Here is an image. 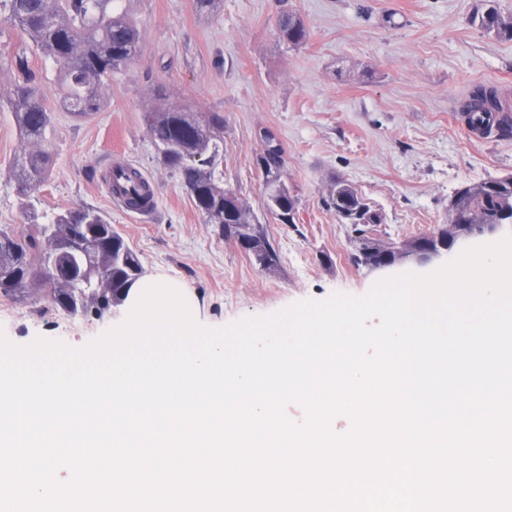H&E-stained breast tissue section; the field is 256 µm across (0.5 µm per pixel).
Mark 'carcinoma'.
<instances>
[{"instance_id": "1", "label": "carcinoma", "mask_w": 512, "mask_h": 512, "mask_svg": "<svg viewBox=\"0 0 512 512\" xmlns=\"http://www.w3.org/2000/svg\"><path fill=\"white\" fill-rule=\"evenodd\" d=\"M0 19L22 37L13 59L17 81L0 106L12 113L24 143L10 167V178L22 204L30 233L18 235L0 228V295L36 300L47 293L52 304L71 315L95 314L105 306L124 304L142 278L141 256L98 210L41 209L33 194L45 181L53 164L52 112L40 95L37 75L30 68L28 51L40 52L52 61L64 94L59 108L77 117L101 110L105 87L140 51V30L112 0H0ZM481 28L499 38L512 40V16L492 5L475 16ZM278 38L293 46L306 43L308 33L301 19L288 13L277 23ZM161 104L146 113V122L163 164L178 175L190 190L195 207L209 224L224 228V237L251 243L245 253L266 269L275 266L277 254L255 224L239 223V210L247 209L241 197L224 205V118L203 116L185 103H171L164 91ZM509 106L498 91L478 88L471 93L465 112L478 117L490 132L512 126ZM285 152L270 157L261 172L265 184L283 180ZM126 185L116 188L136 202L147 186L135 170L127 171ZM326 210L344 224L354 225V261L365 260L383 241L369 237L361 224H380L381 216L364 202L349 184L337 181L323 197ZM269 214L283 224L293 223L297 199L281 195L277 204L266 203ZM450 207L472 224H496L512 214V174L459 188Z\"/></svg>"}]
</instances>
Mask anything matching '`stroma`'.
I'll list each match as a JSON object with an SVG mask.
<instances>
[{"label":"stroma","mask_w":512,"mask_h":512,"mask_svg":"<svg viewBox=\"0 0 512 512\" xmlns=\"http://www.w3.org/2000/svg\"><path fill=\"white\" fill-rule=\"evenodd\" d=\"M139 26L141 51L103 91L101 112L59 109L52 63L32 55L54 107L55 162L37 192L44 209L100 210L142 259L146 277L180 285L194 318L221 327L334 292L366 293L379 279L423 273L412 259L379 271L353 261V227L322 206L336 181L382 216L369 236L406 241L437 232L462 186L512 173V131L480 140L464 132L470 91L496 87L512 100V41L470 22L485 0H119ZM296 13L306 44L278 42L280 11ZM165 87L200 113L224 118V180L237 188L279 256L262 269L220 225L206 223L177 175L159 160L145 114ZM285 150V182L299 198L293 223L265 209L256 167L260 134ZM21 145L0 111V227L27 233L9 167ZM151 180L156 205L131 217L101 177L115 152ZM128 306L71 316L47 298L0 296V328L14 343L59 339L79 347L124 320Z\"/></svg>","instance_id":"obj_1"}]
</instances>
